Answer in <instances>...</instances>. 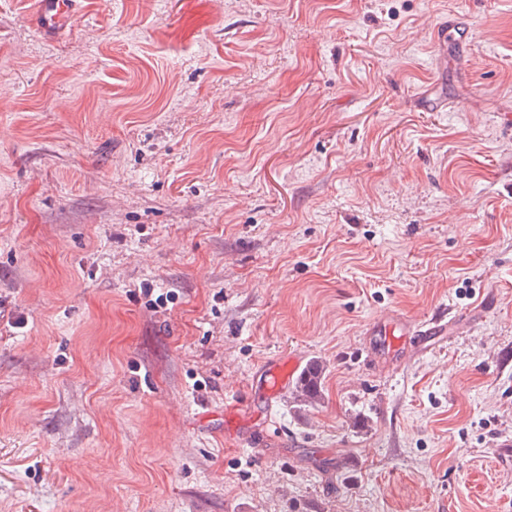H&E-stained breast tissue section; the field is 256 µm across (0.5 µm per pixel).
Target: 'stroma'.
I'll return each mask as SVG.
<instances>
[{"mask_svg":"<svg viewBox=\"0 0 512 512\" xmlns=\"http://www.w3.org/2000/svg\"><path fill=\"white\" fill-rule=\"evenodd\" d=\"M84 6L0 0V512H512V0ZM31 26L45 39L55 40L82 9V0H30ZM468 21L459 17H448V21H442L435 25L431 31V39L437 46L447 47L448 43L462 47L467 45ZM442 319L431 318L420 323H411L398 317L384 318L372 322L368 328V336H375L372 353L374 356L395 355L399 350V340H412L421 343L438 336L445 325Z\"/></svg>","mask_w":512,"mask_h":512,"instance_id":"obj_1","label":"stroma"}]
</instances>
